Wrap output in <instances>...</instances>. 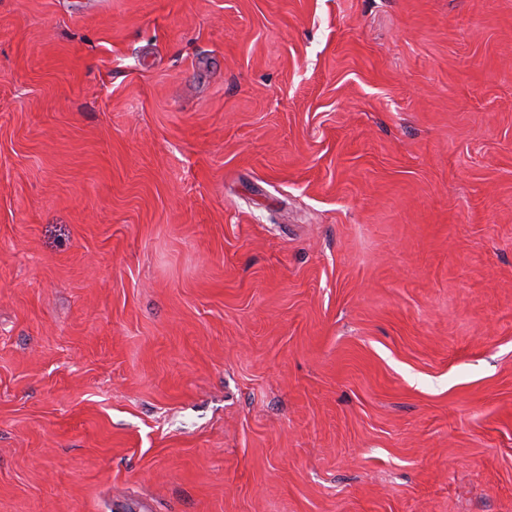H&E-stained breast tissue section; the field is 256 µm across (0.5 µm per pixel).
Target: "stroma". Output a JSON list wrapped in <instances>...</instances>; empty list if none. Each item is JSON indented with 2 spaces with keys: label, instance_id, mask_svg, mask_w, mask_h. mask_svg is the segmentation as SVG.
Segmentation results:
<instances>
[{
  "label": "stroma",
  "instance_id": "obj_1",
  "mask_svg": "<svg viewBox=\"0 0 512 512\" xmlns=\"http://www.w3.org/2000/svg\"><path fill=\"white\" fill-rule=\"evenodd\" d=\"M512 512V0H0V512Z\"/></svg>",
  "mask_w": 512,
  "mask_h": 512
}]
</instances>
